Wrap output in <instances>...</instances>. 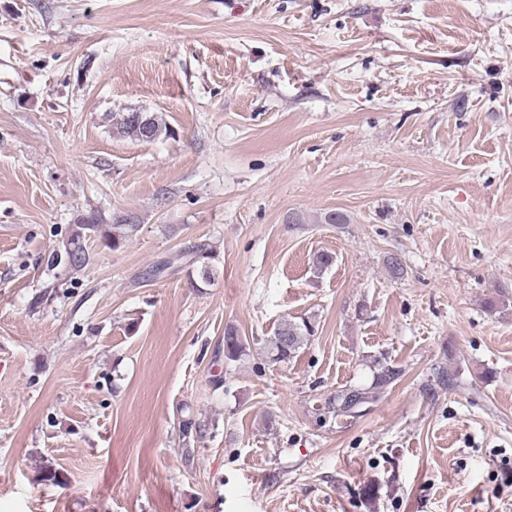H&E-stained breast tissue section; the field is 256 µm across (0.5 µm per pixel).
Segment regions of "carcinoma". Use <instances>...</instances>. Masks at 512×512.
I'll list each match as a JSON object with an SVG mask.
<instances>
[{"mask_svg":"<svg viewBox=\"0 0 512 512\" xmlns=\"http://www.w3.org/2000/svg\"><path fill=\"white\" fill-rule=\"evenodd\" d=\"M142 117L146 120L144 124L130 119L127 111L112 113V133L134 142H152L172 135V129L162 117L145 112L142 113ZM138 227V219L134 215H127L114 224H103L97 216H90L76 226L64 250L52 256V262L63 265L71 273L80 272L90 262L88 240L94 239L117 249L134 235ZM208 258L207 250L200 247L196 251V258L192 260V263L197 265L198 276L206 282L211 281L213 277V269L207 262ZM316 332V320L312 317H303L298 321L285 318L277 324L270 335L262 339L264 352L274 363L288 362L297 356ZM245 355L246 346L242 337L231 327L225 329L224 363L237 362ZM373 363L377 372L368 388L348 389L341 394L327 397L321 410L338 417L346 416L351 408L348 402L349 394H360L364 399H373L390 386L397 378L398 372L385 360L375 359Z\"/></svg>","mask_w":512,"mask_h":512,"instance_id":"1","label":"carcinoma"}]
</instances>
